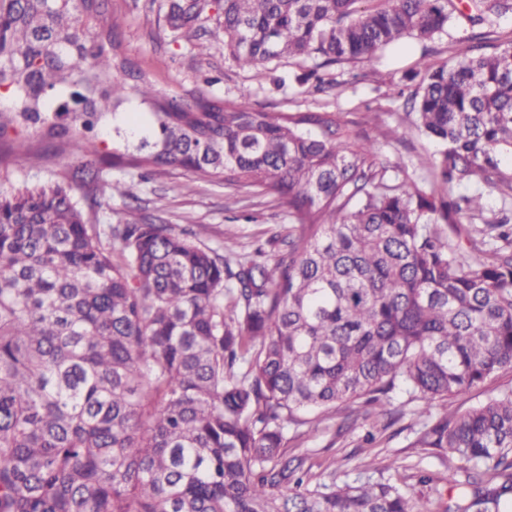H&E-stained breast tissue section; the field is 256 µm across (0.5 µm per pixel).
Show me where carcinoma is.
<instances>
[{
  "mask_svg": "<svg viewBox=\"0 0 512 512\" xmlns=\"http://www.w3.org/2000/svg\"><path fill=\"white\" fill-rule=\"evenodd\" d=\"M209 0H170L199 53ZM512 0H222L205 30L241 67L374 62L455 19L462 56L424 67L412 125L438 150L424 179L390 176L333 112H267L164 97L119 51L110 0H0V139L31 128L81 153L62 182L0 193V512H429L391 479L310 484L286 450L345 407L423 405L413 448L462 463L444 512H512V388L448 399L512 372ZM61 89L53 111L48 98ZM137 96L153 123L135 151L98 156L108 114ZM181 168L236 192L274 193L292 224L221 256L171 224L88 223L72 184L101 169ZM468 224L471 255L448 237ZM442 410L433 413L435 403ZM504 387H512V373L510 372L501 373L494 381L488 382L465 395L452 398L450 400L452 403L451 409L464 411L484 401L490 393Z\"/></svg>",
  "mask_w": 512,
  "mask_h": 512,
  "instance_id": "cac0c4a2",
  "label": "carcinoma"
}]
</instances>
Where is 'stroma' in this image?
Wrapping results in <instances>:
<instances>
[{"label": "stroma", "mask_w": 512, "mask_h": 512, "mask_svg": "<svg viewBox=\"0 0 512 512\" xmlns=\"http://www.w3.org/2000/svg\"><path fill=\"white\" fill-rule=\"evenodd\" d=\"M111 6L120 22L121 51L140 65L158 91L186 98L201 92L232 101L246 89L253 102L270 112L337 113L354 130L374 140L381 166L404 164L412 177L422 176L419 162L437 146L417 133L399 134L405 124L404 95L414 88L405 74L421 61L435 65L449 61L467 46L465 24L454 22L447 35L431 41L405 39L383 51L374 63L330 66L327 73L336 81L331 94H306L301 82L311 67L309 61L291 59L279 65L242 68L220 44L200 58L167 26L168 0H111ZM6 142L16 152L29 154L31 160L13 166L9 175L0 179L3 193L61 180L64 171L84 163L78 154L61 159L44 153L39 134L30 129L9 132ZM128 178V170L111 168L97 184L95 193L101 205L90 221L99 229L158 217L177 228L192 229L203 244L225 255L251 251L271 225L287 221L276 195L232 196L223 185L182 169L145 175L133 199L113 190L116 182ZM391 403L400 415L395 423L374 416L348 433L339 431L334 420L315 433L292 430L288 452L305 457L315 479L331 471L348 482L386 476L403 483L411 497L427 501L431 512H441V504L448 498V473L457 462L412 447L420 402L409 401L406 394L398 392ZM369 434L374 437L370 444L365 441Z\"/></svg>", "instance_id": "35a3bbf8"}]
</instances>
